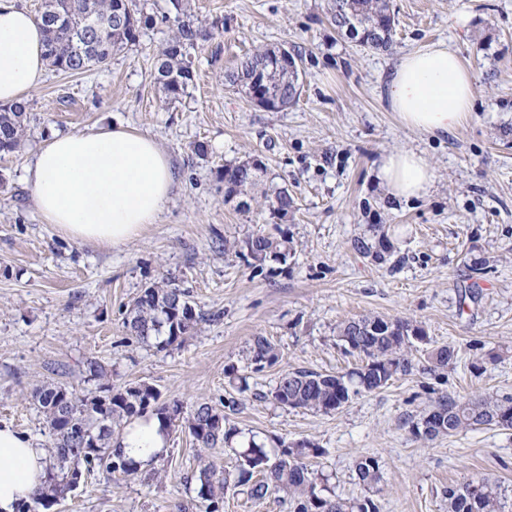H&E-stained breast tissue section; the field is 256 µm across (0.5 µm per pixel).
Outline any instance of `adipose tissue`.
<instances>
[{
    "instance_id": "adipose-tissue-1",
    "label": "adipose tissue",
    "mask_w": 512,
    "mask_h": 512,
    "mask_svg": "<svg viewBox=\"0 0 512 512\" xmlns=\"http://www.w3.org/2000/svg\"><path fill=\"white\" fill-rule=\"evenodd\" d=\"M44 34L13 0H0V103L25 99L45 74ZM474 81L444 45L407 54L386 86V96L411 129L445 135L462 125L474 102ZM376 178L394 198L425 196L435 171L413 150L377 162ZM34 204L43 221L76 241L120 246L157 223L174 186L168 155L151 137L124 126L54 134L28 169ZM169 442L156 415L129 425L119 442L135 464L161 456ZM46 477V452L11 423L0 421V512H16Z\"/></svg>"
}]
</instances>
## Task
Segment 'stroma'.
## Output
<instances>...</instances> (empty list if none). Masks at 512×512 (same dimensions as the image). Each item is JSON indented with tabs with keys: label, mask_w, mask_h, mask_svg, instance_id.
Listing matches in <instances>:
<instances>
[{
	"label": "stroma",
	"mask_w": 512,
	"mask_h": 512,
	"mask_svg": "<svg viewBox=\"0 0 512 512\" xmlns=\"http://www.w3.org/2000/svg\"><path fill=\"white\" fill-rule=\"evenodd\" d=\"M390 2L396 31L383 50L340 32L327 0H184L200 25L224 27L192 50L194 78L173 105L153 78L174 33L170 0H140L154 22L107 67L47 69L27 96L21 149L0 158V421L48 446L34 389L57 383L87 393L94 359L113 386L152 384L186 413L203 400L219 408L235 401L228 423L244 435L319 443L313 469L337 495H373L380 512H448L445 487L484 477L502 484L512 512V430L424 441L409 427L444 394L512 396V0ZM438 44L472 73L475 100L465 124L431 137L401 123L385 86L406 54ZM272 46L303 58L301 96L281 110L225 81L244 53ZM120 124L169 156L171 198L158 223L125 245L66 239L35 209L26 167L52 134ZM402 149L422 152L435 170L423 198H391L375 178L380 156ZM254 159L264 172L240 210L225 201L221 172ZM272 186L291 193L288 216L266 203ZM374 224L389 226L395 240L383 261L352 247ZM281 233L294 243L288 263L254 267L242 241ZM227 240L233 250L223 249ZM164 280L214 319L161 349L127 335L123 322L141 290ZM367 314L418 322L430 344L456 347V361L443 375L427 373V346L416 345L410 374L328 414L268 400L285 371L352 368L336 328ZM257 336L276 344L279 360L251 373L241 392L227 371L245 370ZM369 454L382 460L371 493L355 475L356 460ZM203 456L234 468L223 447L203 451L188 431H171L154 477L97 473L49 512H203L194 481Z\"/></svg>",
	"instance_id": "1"
}]
</instances>
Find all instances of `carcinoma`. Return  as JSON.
<instances>
[{
  "mask_svg": "<svg viewBox=\"0 0 512 512\" xmlns=\"http://www.w3.org/2000/svg\"><path fill=\"white\" fill-rule=\"evenodd\" d=\"M171 5L177 33L161 50L155 65V80L169 104L177 102L192 81L190 50L210 35L186 16L182 0H171ZM328 11L335 24H351L358 45L390 47L394 19L389 0H329ZM153 21L139 7L138 0H43L37 15L44 33L46 60L55 70L67 74L108 65L112 56L136 43L140 29ZM301 60L299 54L290 61L282 59L279 48H266L242 57L226 74V81L250 99L261 85L268 92H278L281 106L285 107L296 100ZM28 108L25 100L0 104V156L20 149ZM260 172L259 164L224 167L225 201L248 195L258 184ZM266 199L273 211L284 216L293 207L286 187L273 189ZM244 248L257 267L268 262L285 264L293 251L292 241L285 234L253 235L244 241ZM354 248L383 260L393 252L394 243L384 226L376 224L372 237L355 239ZM215 319L216 315L204 312L185 291L154 283L133 300L124 328L141 342L157 339V346L163 349L183 343L200 324ZM336 340L345 353L358 357L360 364L342 375L289 370L279 376L265 397L283 408L331 413L352 397L381 390L395 377L410 373L413 364L409 350L430 342L425 329L417 323L368 315L341 323ZM456 357L457 350L451 344L434 347L427 352L424 370L433 374L443 371ZM277 360L276 345L264 336L254 337L248 367L260 372ZM88 372V380L97 382V387L83 395L51 383L35 389L33 399L45 417L52 446L47 449L45 484L18 512L50 508L97 471L123 477L139 474L141 468L112 446V436L115 430L125 429L143 414L160 416L171 430L178 426L180 405L160 401L155 387L144 383L114 387L105 382L107 369L98 361L88 363ZM226 421V414L206 401L197 403L185 420L198 447L222 445L236 456L232 473L200 458L197 495L204 512H222L224 491L231 485L254 500H261L272 491L281 492L288 499L290 512H379L370 497L346 499L328 488L327 479L310 467L312 459L324 454L317 443L306 440L288 444L275 439L269 449L253 435L242 436ZM482 424L512 429V397L500 398L490 393L470 397L442 395L432 409L412 422L411 433L417 439L433 440L450 431L458 433ZM355 473L359 484L375 488L381 480V458L360 457ZM443 495L448 499V512H501L502 487L488 479L450 484Z\"/></svg>",
  "mask_w": 512,
  "mask_h": 512,
  "instance_id": "1",
  "label": "carcinoma"
}]
</instances>
